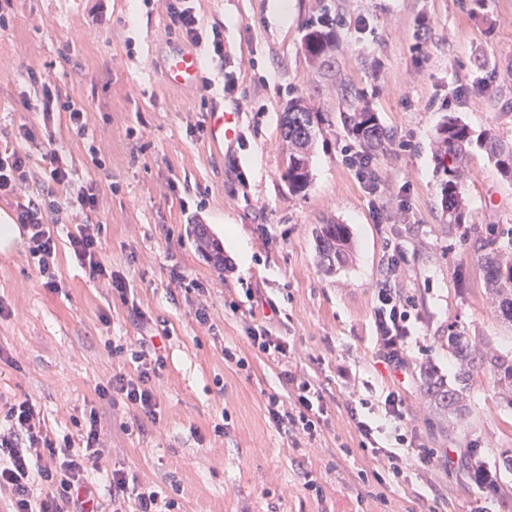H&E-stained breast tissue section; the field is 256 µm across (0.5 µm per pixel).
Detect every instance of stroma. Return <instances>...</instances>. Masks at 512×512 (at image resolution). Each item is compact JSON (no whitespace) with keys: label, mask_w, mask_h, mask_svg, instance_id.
<instances>
[{"label":"stroma","mask_w":512,"mask_h":512,"mask_svg":"<svg viewBox=\"0 0 512 512\" xmlns=\"http://www.w3.org/2000/svg\"><path fill=\"white\" fill-rule=\"evenodd\" d=\"M103 4V18L89 13ZM194 0L202 32L224 29V58L208 63L211 90L169 86L162 57L181 32L165 0H13L0 29V148L21 142L39 160L58 150L77 177L99 180L103 224L99 258L126 283L121 303L75 258L69 233L83 217L71 210L55 225L58 289L42 285L27 250L0 254V405L31 399L49 429L71 433L96 408L113 465L174 499L175 512H512V472L496 465L512 450V408L500 404L487 373L475 371L470 414L447 423L435 414L421 371L447 381L458 371L448 335L458 330L479 350L512 349V324L498 317L484 273L470 259L478 229L512 236V181L474 150L466 224L442 221L433 138L446 116L474 131L512 138V0ZM340 20L334 73L309 65L303 28L323 10ZM430 22L417 32L419 18ZM486 55L491 65L478 69ZM50 80L85 109L78 135L67 113L43 122L22 109L28 72ZM363 91L387 132L371 153L380 193H366L345 162L359 152L338 120L341 90ZM306 98L318 113L307 191L289 190L283 115ZM242 115L239 139L215 151L205 134L207 108ZM101 151L94 166L89 146ZM346 225V265L328 270L316 235ZM243 233L241 266L224 240L225 225ZM398 265H391V256ZM197 290L181 288L179 278ZM413 305L414 330L403 369L377 361L373 303L378 288ZM239 311H232V304ZM165 339L154 379L156 421L114 412L96 388L112 375H136L141 329L131 309ZM206 307L208 323L195 311ZM290 347L281 365L256 352L247 336L255 318ZM236 355L224 358L225 351ZM307 379L324 408L307 452L268 418L266 400L291 403L285 371ZM397 391L418 444L448 449L453 469L377 484L379 467L360 446L358 422L395 444L396 423L384 398ZM480 449L501 494L485 495L466 468ZM311 472L321 492L304 489Z\"/></svg>","instance_id":"35a3bbf8"}]
</instances>
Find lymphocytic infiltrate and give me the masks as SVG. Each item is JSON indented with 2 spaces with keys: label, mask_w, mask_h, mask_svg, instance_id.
<instances>
[{
  "label": "lymphocytic infiltrate",
  "mask_w": 512,
  "mask_h": 512,
  "mask_svg": "<svg viewBox=\"0 0 512 512\" xmlns=\"http://www.w3.org/2000/svg\"><path fill=\"white\" fill-rule=\"evenodd\" d=\"M167 12L172 23L192 43H206L210 57L223 58L224 31L212 28L202 34L191 0H167ZM28 80L34 95L23 98L25 109L41 112L43 118L64 111L72 127L85 133L83 106L73 100H61L50 82L36 74ZM35 195L27 202L18 203L15 222L28 238L29 253L36 260L43 276V285H57L55 267L57 245L54 224L60 223L65 208L80 212L84 220L69 245L82 266L88 267L92 277L102 279L119 297H126L125 282L114 276L99 259L102 224L100 216V187L97 181L75 182L74 173L63 164L56 151H46ZM30 157L16 149L0 151V195L14 196L25 188L30 178ZM58 186L72 188L67 205L54 198ZM374 326L376 341L383 363L401 369L406 362L411 332V313L408 300L389 288L378 289L374 299ZM155 368L144 366L136 376L113 375L106 386L100 387L101 396L111 397L113 405L136 409L148 419H156L158 398L153 379ZM296 398L292 406H285L278 396H269L266 411L269 420L288 432L294 441L312 440L317 435L321 410L316 391L308 380L288 374ZM6 426L0 430V501L8 512H124L127 500H134L137 512H171L172 501L161 493L142 486L137 475L121 468L107 470L109 488L100 494L89 479L88 468L99 465L106 450L101 440L99 414L89 410L76 434L60 437L51 435L35 404L28 399L8 405L4 415ZM361 447L380 462L382 471L395 480H406L408 471L425 470L442 462L440 451L417 447L408 435H397L398 450L383 446L374 436L373 428L358 422Z\"/></svg>",
  "instance_id": "obj_1"
}]
</instances>
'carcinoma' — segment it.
<instances>
[{
  "label": "carcinoma",
  "mask_w": 512,
  "mask_h": 512,
  "mask_svg": "<svg viewBox=\"0 0 512 512\" xmlns=\"http://www.w3.org/2000/svg\"><path fill=\"white\" fill-rule=\"evenodd\" d=\"M304 52L312 67L319 71L330 70L336 62L339 35L336 21L324 12L309 22L302 37ZM346 108L339 117L344 130L365 150H375L383 145L386 132L379 118L362 93L347 91L342 94ZM315 113L307 102L297 97L288 104L284 114V137L288 141L286 176L288 185L295 193L305 191L310 185L309 151L316 136ZM438 154L441 208L446 223L463 224L467 216L465 178L470 152L477 147L502 176L512 180V141H507L492 130L475 134L470 126L457 117L448 116L439 124L435 134ZM349 233L343 224H325L318 234V249L328 269L342 264L348 255ZM471 256L480 263L485 287L497 301L496 312L512 323V242L505 245L492 229L479 235L478 244ZM448 347L455 357L466 364L484 369L500 389L511 392L506 404L512 407V355L478 352L467 337L455 331L448 336ZM422 385L433 401L437 412L444 418L460 416L467 411L464 388H453L433 368L422 373Z\"/></svg>",
  "instance_id": "cac0c4a2"
}]
</instances>
